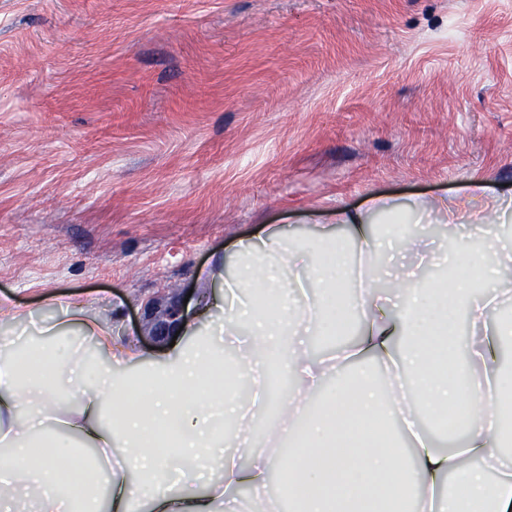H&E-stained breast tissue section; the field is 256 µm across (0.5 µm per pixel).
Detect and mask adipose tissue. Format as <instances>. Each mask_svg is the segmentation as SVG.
<instances>
[{
	"mask_svg": "<svg viewBox=\"0 0 512 512\" xmlns=\"http://www.w3.org/2000/svg\"><path fill=\"white\" fill-rule=\"evenodd\" d=\"M512 187L472 183L463 198L421 200L440 215L456 249H437L392 199L337 210L306 247L271 229L241 241L237 272L212 294L209 317L219 333L182 319L180 337L164 347L153 371L131 377L135 349L112 350L109 323L88 315V302L63 303L67 322L100 337L89 355L69 336L27 344L0 356V497L15 512H512V373L493 356L512 340V319L489 325L512 294V238L501 232ZM416 260L394 290L378 288L388 242ZM442 265L429 282L421 269ZM472 334L469 360L456 365L450 345L459 315ZM360 328L332 356H313L302 334L331 336L351 318ZM252 386L250 403L224 387L216 370L225 345ZM294 381L270 402L268 364ZM149 385V407L133 386ZM465 402L464 443L434 449L424 423ZM397 418L415 452L391 448L385 433L351 432L353 420ZM174 429L176 456L161 452L162 426ZM298 431L304 451L285 448ZM227 443L219 478L202 482L205 449ZM108 463L109 491L85 480L89 463ZM287 500L269 496L272 477Z\"/></svg>",
	"mask_w": 512,
	"mask_h": 512,
	"instance_id": "1",
	"label": "adipose tissue"
}]
</instances>
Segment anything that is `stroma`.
Instances as JSON below:
<instances>
[{"mask_svg":"<svg viewBox=\"0 0 512 512\" xmlns=\"http://www.w3.org/2000/svg\"><path fill=\"white\" fill-rule=\"evenodd\" d=\"M512 184V0H0V300L146 315L240 239ZM0 322V353L37 338Z\"/></svg>","mask_w":512,"mask_h":512,"instance_id":"stroma-1","label":"stroma"}]
</instances>
